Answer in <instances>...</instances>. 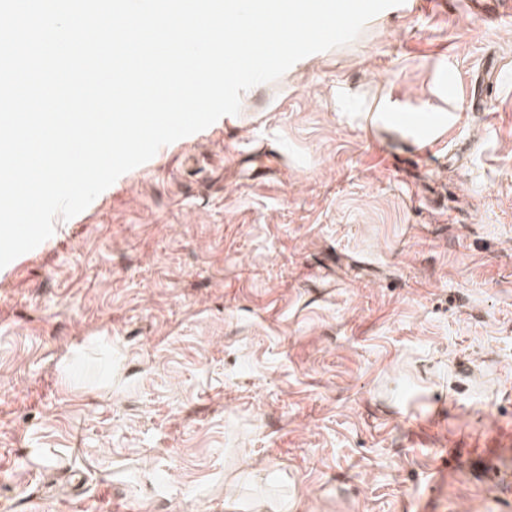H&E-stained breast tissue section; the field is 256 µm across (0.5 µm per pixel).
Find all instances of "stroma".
Listing matches in <instances>:
<instances>
[{
  "instance_id": "1",
  "label": "stroma",
  "mask_w": 512,
  "mask_h": 512,
  "mask_svg": "<svg viewBox=\"0 0 512 512\" xmlns=\"http://www.w3.org/2000/svg\"><path fill=\"white\" fill-rule=\"evenodd\" d=\"M465 2L382 11L0 269V512H512V23Z\"/></svg>"
}]
</instances>
